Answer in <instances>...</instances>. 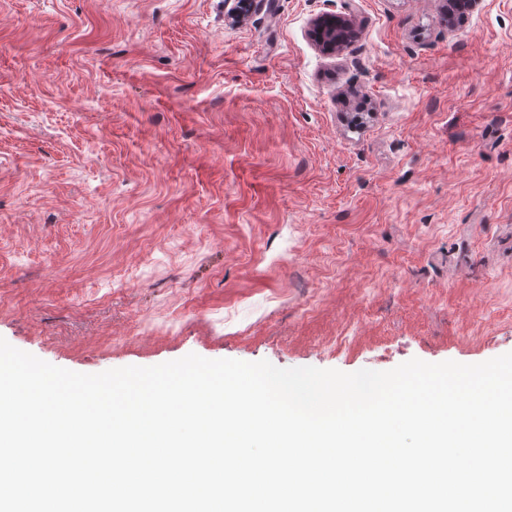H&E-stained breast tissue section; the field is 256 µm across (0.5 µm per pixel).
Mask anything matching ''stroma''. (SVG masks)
<instances>
[{"mask_svg":"<svg viewBox=\"0 0 512 512\" xmlns=\"http://www.w3.org/2000/svg\"><path fill=\"white\" fill-rule=\"evenodd\" d=\"M230 9L0 0V337L87 374L512 352V0ZM311 35L318 48L327 55L345 51L354 38V18L326 14L311 22Z\"/></svg>","mask_w":512,"mask_h":512,"instance_id":"stroma-1","label":"stroma"}]
</instances>
